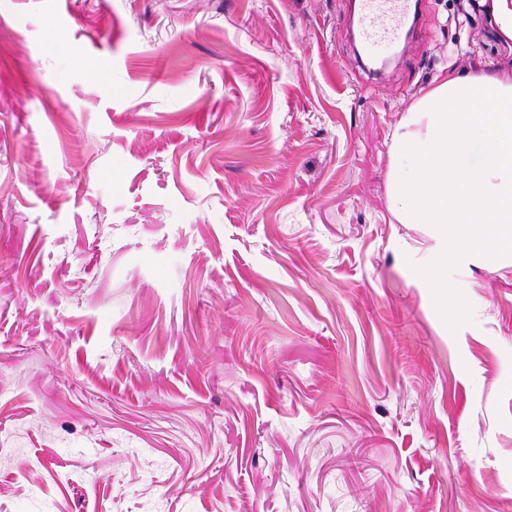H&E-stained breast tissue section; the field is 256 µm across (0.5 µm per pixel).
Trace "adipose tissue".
Wrapping results in <instances>:
<instances>
[{"instance_id": "1", "label": "adipose tissue", "mask_w": 512, "mask_h": 512, "mask_svg": "<svg viewBox=\"0 0 512 512\" xmlns=\"http://www.w3.org/2000/svg\"><path fill=\"white\" fill-rule=\"evenodd\" d=\"M391 153L392 212L432 226L436 265L512 251V77L448 71L407 113Z\"/></svg>"}]
</instances>
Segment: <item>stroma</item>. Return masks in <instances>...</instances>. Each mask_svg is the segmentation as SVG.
<instances>
[{
	"instance_id": "stroma-1",
	"label": "stroma",
	"mask_w": 512,
	"mask_h": 512,
	"mask_svg": "<svg viewBox=\"0 0 512 512\" xmlns=\"http://www.w3.org/2000/svg\"><path fill=\"white\" fill-rule=\"evenodd\" d=\"M480 3L0 0V512H512V252L388 196ZM418 10L419 2L413 0H360L358 23L368 57L378 58L376 49L380 47L400 40L409 42Z\"/></svg>"
}]
</instances>
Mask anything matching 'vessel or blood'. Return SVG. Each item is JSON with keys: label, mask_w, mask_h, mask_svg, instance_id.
<instances>
[{"label": "vessel or blood", "mask_w": 512, "mask_h": 512, "mask_svg": "<svg viewBox=\"0 0 512 512\" xmlns=\"http://www.w3.org/2000/svg\"><path fill=\"white\" fill-rule=\"evenodd\" d=\"M418 10L417 0H360L358 23L368 57H375L380 47L410 40L408 23Z\"/></svg>", "instance_id": "1"}]
</instances>
